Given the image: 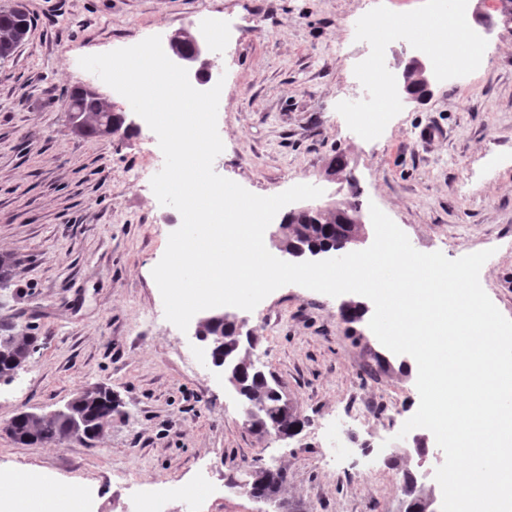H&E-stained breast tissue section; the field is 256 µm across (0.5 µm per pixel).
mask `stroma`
<instances>
[{
    "label": "stroma",
    "instance_id": "stroma-1",
    "mask_svg": "<svg viewBox=\"0 0 512 512\" xmlns=\"http://www.w3.org/2000/svg\"><path fill=\"white\" fill-rule=\"evenodd\" d=\"M25 40L0 60V254L17 261L0 288V320L37 336L13 381L0 383V468L60 487H98L100 512H262L228 488L260 466L286 471L290 512H401L415 374L367 322L346 323L342 297L296 284L237 310L259 342L257 365L296 409L297 434L275 439L243 425L235 393L201 358L206 343L164 314L152 270L178 211L151 188L164 156L149 126L87 137L69 119V94L88 89L115 111L126 99L81 57L186 29L226 25L217 117L224 150L214 169L248 191L279 194L296 183L340 199L327 178L344 156L361 191L418 251L457 259L482 250L489 298L512 319V0H467L493 24L485 62L438 82L416 103L399 99L378 132L352 103H369L383 53L399 73L426 35L412 23L430 0H20ZM387 22L367 38L363 23ZM112 391V423L98 438L22 444L5 430L19 412L46 413L87 386ZM361 414L343 419L352 406ZM400 456L391 466L387 455ZM175 484L188 494L143 497Z\"/></svg>",
    "mask_w": 512,
    "mask_h": 512
}]
</instances>
